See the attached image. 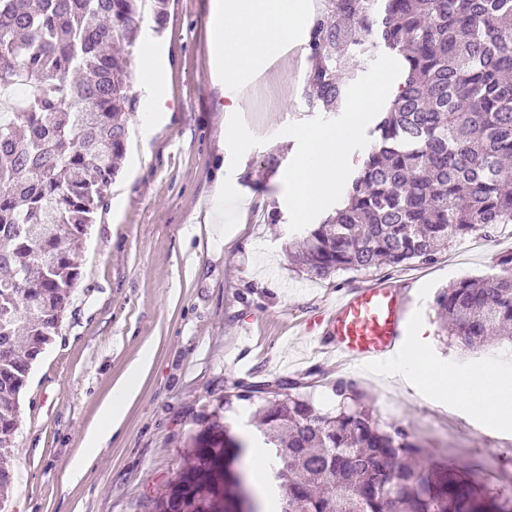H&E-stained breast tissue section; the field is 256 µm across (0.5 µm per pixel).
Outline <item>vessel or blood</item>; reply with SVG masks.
Wrapping results in <instances>:
<instances>
[{"label":"vessel or blood","instance_id":"vessel-or-blood-1","mask_svg":"<svg viewBox=\"0 0 512 512\" xmlns=\"http://www.w3.org/2000/svg\"><path fill=\"white\" fill-rule=\"evenodd\" d=\"M407 300L390 280L345 289L305 330L314 354L342 365L371 366L391 358L406 333Z\"/></svg>","mask_w":512,"mask_h":512}]
</instances>
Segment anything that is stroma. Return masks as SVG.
<instances>
[{
	"instance_id": "35a3bbf8",
	"label": "stroma",
	"mask_w": 512,
	"mask_h": 512,
	"mask_svg": "<svg viewBox=\"0 0 512 512\" xmlns=\"http://www.w3.org/2000/svg\"><path fill=\"white\" fill-rule=\"evenodd\" d=\"M210 2L169 0L163 20L148 14L139 22L130 64L150 56L169 98L147 142L139 140L141 113L129 119L137 147L108 189L107 210L89 228L80 285L21 396L9 458L16 479L1 512H143V502L175 479L182 443L199 431L200 415L240 382L294 378L316 408L334 411L336 370L310 356L308 337L287 330L372 278L402 284L408 322L429 327L430 352L444 366L489 375L512 370V342L464 348L444 335L434 310L439 289L497 273L498 258L512 252V226L483 250L449 243L430 264L340 271L321 281L299 271L293 255L303 227L277 175L293 166L300 131L343 127L348 112L309 107L304 28L295 37L299 53L267 68L252 99L227 111L228 85L208 51ZM219 179L223 221L202 223ZM272 210L279 218L271 224L265 217ZM192 224L198 232L190 237ZM146 345L154 356L138 397L82 476L72 478L70 464L83 454L101 403ZM350 377L382 422L427 437L434 457L460 467L489 461L497 480L512 483V424L462 417L454 399L412 391L382 363Z\"/></svg>"
}]
</instances>
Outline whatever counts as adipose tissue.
Segmentation results:
<instances>
[{
	"mask_svg": "<svg viewBox=\"0 0 512 512\" xmlns=\"http://www.w3.org/2000/svg\"><path fill=\"white\" fill-rule=\"evenodd\" d=\"M315 12L313 0H212L208 40L214 62L223 66L225 81L235 88L229 110H239L246 103L248 74L279 56L283 45L294 38L301 25L312 20ZM396 93L387 74L379 73L351 100L342 128L318 127L300 133L303 151L296 165L279 177L297 223H306L314 210L341 190L354 163L351 145L359 139L367 115ZM412 339L416 353L395 366V378L414 381L441 396L453 395L465 402L471 413L501 424L512 422L511 373L487 377L448 372L427 359L429 337L425 329H413ZM152 358V351L143 349L139 361L113 385L100 408L99 422L85 434L86 455L72 462L74 470H82L87 454L95 452L121 425Z\"/></svg>",
	"mask_w": 512,
	"mask_h": 512,
	"instance_id": "obj_1",
	"label": "adipose tissue"
}]
</instances>
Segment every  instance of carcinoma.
<instances>
[{
	"label": "carcinoma",
	"mask_w": 512,
	"mask_h": 512,
	"mask_svg": "<svg viewBox=\"0 0 512 512\" xmlns=\"http://www.w3.org/2000/svg\"><path fill=\"white\" fill-rule=\"evenodd\" d=\"M141 0H0V448L14 446L19 396L58 333L81 271L77 252L108 206L127 143L130 49ZM389 52L398 95L343 201L305 230L310 279L432 263L441 247L512 224V0H324L308 31L309 105L334 112L358 62ZM500 273L440 290L443 330L472 347L512 326V252ZM245 383L202 416L166 492L146 512H261L249 448L220 422L260 401L279 512H512V496L434 462L428 442L380 423L352 379L323 413L292 378ZM14 485L0 463V505Z\"/></svg>",
	"instance_id": "cac0c4a2"
}]
</instances>
